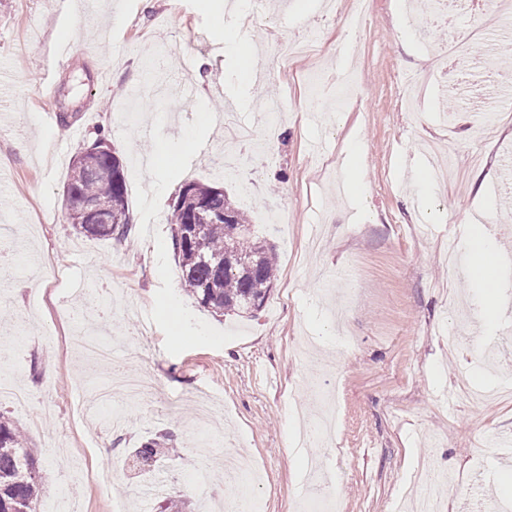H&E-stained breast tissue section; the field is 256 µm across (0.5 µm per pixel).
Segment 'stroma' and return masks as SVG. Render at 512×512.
I'll use <instances>...</instances> for the list:
<instances>
[{
    "label": "stroma",
    "mask_w": 512,
    "mask_h": 512,
    "mask_svg": "<svg viewBox=\"0 0 512 512\" xmlns=\"http://www.w3.org/2000/svg\"><path fill=\"white\" fill-rule=\"evenodd\" d=\"M122 2L121 25L103 4L74 32L66 0H0V113L11 115L0 126V225L9 229L0 236V312L9 316L0 371L45 414L35 427L9 402L0 400V413L37 450L43 498L76 490L75 512H164L171 498L184 512H217L234 486L220 465L225 450L259 474V512H323L328 497L340 512H401L409 476L425 464L459 473L439 495L451 510L479 482L512 506V456L494 446L512 432V398L455 397L465 365L475 386L512 381V334L484 322L465 250L476 214L496 224V244L512 239V180L501 162L512 154V110L500 112L494 138L473 141L455 80L433 69L448 42L441 28L421 30L422 0H371L351 29L341 20L354 0H263L248 25L218 0ZM313 30L318 51L277 62L273 35L298 44ZM228 32L262 55V82L240 81L238 54L222 46ZM65 40L71 51L55 52ZM49 68L56 81L39 92ZM340 71L353 76L344 95ZM407 74L424 79L415 112L406 109ZM223 97L238 107L229 129L204 119ZM116 100L123 113L113 112ZM75 126L83 134L73 141ZM54 127L60 150L48 156L41 138ZM101 133L123 159L125 239L85 236L65 216L71 163ZM21 139L27 152L16 148ZM162 142L174 161L136 169L135 155ZM354 142L364 161L358 198L339 192ZM425 142L453 155L433 191L410 180ZM228 151L242 165L218 174ZM192 181L254 199V230L278 260L254 314L216 315L182 289L167 216L176 188ZM89 287L100 294L91 320L112 342L108 364H87L73 341ZM458 336L499 342L500 359L468 358ZM134 354L155 395L113 396L116 425L78 419L86 394L107 390ZM329 389L341 416L332 449L296 447ZM204 393L223 419L205 444L194 419ZM159 434L169 438L164 488L147 503L153 481L130 457Z\"/></svg>",
    "instance_id": "35a3bbf8"
}]
</instances>
